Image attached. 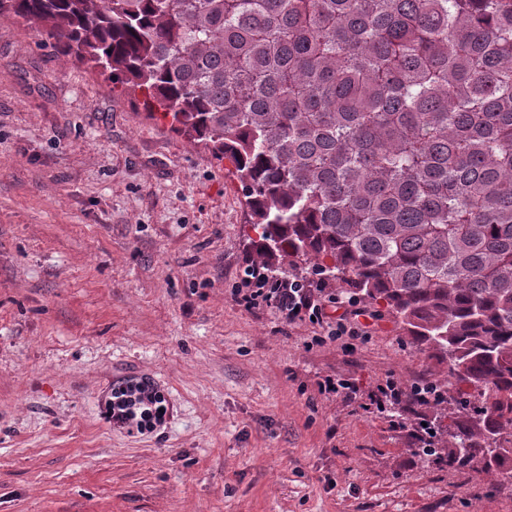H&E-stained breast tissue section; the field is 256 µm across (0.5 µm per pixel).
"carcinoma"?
<instances>
[{"label":"carcinoma","instance_id":"cac0c4a2","mask_svg":"<svg viewBox=\"0 0 512 512\" xmlns=\"http://www.w3.org/2000/svg\"><path fill=\"white\" fill-rule=\"evenodd\" d=\"M231 165L265 269L386 304L512 448V0H0Z\"/></svg>","mask_w":512,"mask_h":512}]
</instances>
